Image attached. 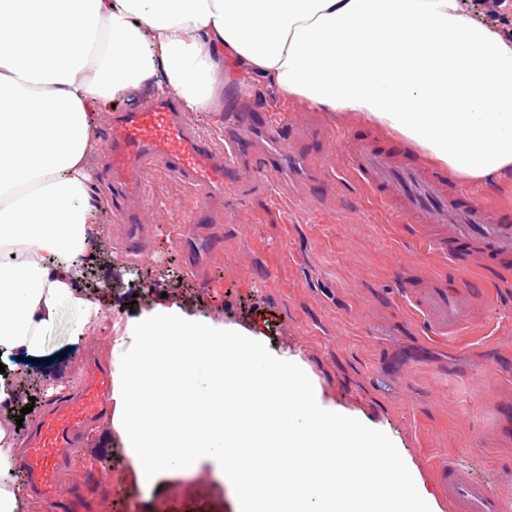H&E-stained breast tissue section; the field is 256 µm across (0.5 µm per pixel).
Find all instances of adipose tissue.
Instances as JSON below:
<instances>
[{
    "label": "adipose tissue",
    "mask_w": 512,
    "mask_h": 512,
    "mask_svg": "<svg viewBox=\"0 0 512 512\" xmlns=\"http://www.w3.org/2000/svg\"><path fill=\"white\" fill-rule=\"evenodd\" d=\"M233 60L253 82L416 144L462 180L512 178V35L461 0H0V406L15 357L45 354L61 307L83 336L101 312L76 282L90 223L95 115L141 85L188 111L218 105ZM110 427L142 488L213 462L237 512H433L388 437L323 404L299 358L170 298L110 347ZM0 424V512H29Z\"/></svg>",
    "instance_id": "adipose-tissue-1"
}]
</instances>
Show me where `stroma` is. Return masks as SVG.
<instances>
[{
    "instance_id": "1",
    "label": "stroma",
    "mask_w": 512,
    "mask_h": 512,
    "mask_svg": "<svg viewBox=\"0 0 512 512\" xmlns=\"http://www.w3.org/2000/svg\"><path fill=\"white\" fill-rule=\"evenodd\" d=\"M216 81L222 106L189 113L195 128L220 138L231 114L282 107L288 142L306 160L269 173L258 163L266 141L241 128L249 143L243 175L213 206L205 229L184 221L200 197L178 180L155 177L150 254L133 267L112 248V199L104 194V153L95 149L89 191L103 199L93 223L101 251L81 282L103 318L77 340L68 334L75 313L61 308L45 347L47 356L63 358L61 374L42 373L44 392L20 397L0 411V421L19 418L31 428L54 398L78 384L87 351L106 357L132 313L168 294L188 313L246 326L277 355L299 357L325 405L381 428L399 457L416 466L437 512H448V503L436 494L433 469L449 459L512 500V424L498 417L512 408V268L460 270L372 201L347 167L348 139L381 135L423 159L396 133L266 91L230 64ZM177 233L193 241L192 252L174 246ZM433 278L456 282L473 297V317L446 339L432 335L398 297L404 282ZM108 430L104 420L89 431L62 479L63 486L77 480L88 488L95 512H234L227 491L210 487L207 464L194 483L166 476L147 496L120 442L104 443Z\"/></svg>"
}]
</instances>
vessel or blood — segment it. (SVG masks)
<instances>
[{"instance_id": "vessel-or-blood-1", "label": "vessel or blood", "mask_w": 512, "mask_h": 512, "mask_svg": "<svg viewBox=\"0 0 512 512\" xmlns=\"http://www.w3.org/2000/svg\"><path fill=\"white\" fill-rule=\"evenodd\" d=\"M249 125L269 145L259 163L279 172L288 162L280 142L287 119L273 120L253 112L236 115L225 125L223 143L193 128L173 96L147 101L141 108L116 112L107 121L104 159L106 189L118 203L121 226L118 247L133 261L148 254L150 226L146 213L152 191L151 175L163 170L199 192L201 206L188 221H210L208 203L223 199L238 180L242 140L240 125ZM349 169L370 197L382 206L396 207L403 222L443 256L463 266L493 268L512 261V218L476 202L467 190L449 180L446 172L425 167L389 147L354 141ZM401 296L429 331L446 337L468 320L466 291L439 281L406 283ZM80 390L57 399L26 438L23 467L32 494L41 502L59 500V476L80 446L83 433L108 415L112 372L93 359L82 365ZM439 490L450 512H512L489 484L467 476L455 462L434 468Z\"/></svg>"}]
</instances>
